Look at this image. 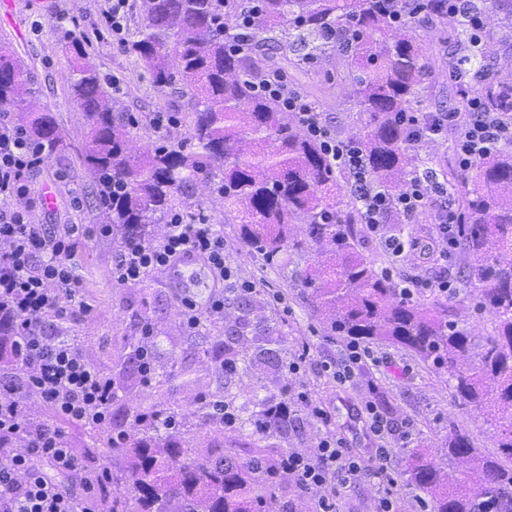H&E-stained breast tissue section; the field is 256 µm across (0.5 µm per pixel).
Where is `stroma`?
<instances>
[{
	"instance_id": "obj_1",
	"label": "stroma",
	"mask_w": 512,
	"mask_h": 512,
	"mask_svg": "<svg viewBox=\"0 0 512 512\" xmlns=\"http://www.w3.org/2000/svg\"><path fill=\"white\" fill-rule=\"evenodd\" d=\"M104 0H10L0 6V38L7 39L17 56L31 69L38 90L37 100L55 119L67 144L65 152L45 158L31 175L36 191L52 188L54 198L32 215L37 224H86L96 227L98 210L93 198L94 185L87 171L76 159L74 149L80 146L88 129L70 100L63 75L69 60L59 41L60 27L78 28L91 34L89 58L101 75H118L120 90L113 96L124 111L137 119L131 147L142 153L160 138L187 145V123L181 122L158 131L152 122L160 112L178 114L181 102L174 90H158L142 63L114 46L105 34L102 12ZM325 62L311 66L307 75H299L295 88L302 95L317 94L323 120L341 140H355L359 125L357 107L346 83L327 81ZM190 203L195 211L207 215L210 223L220 225L224 233V258L235 274L255 285L251 293L248 315L253 332L241 340L239 347L258 361L245 373L228 374L208 360L202 351L197 331L187 329L182 318L180 290H187L199 309H207L216 291L206 268L194 264L183 269L181 276L157 271L138 283L117 285L112 281V256L116 249L111 238L94 236L84 243L75 265L81 281V298L88 310L73 316L69 326L81 337L80 344L90 362L106 376L115 379L119 398L112 405L114 420H122L126 412L148 406L159 400L172 402L180 417L191 422L189 434L197 454L212 457L221 440L209 434L207 424L195 416L197 402L203 394L224 387L225 391L245 400L251 391L264 387L268 394L282 396L287 387L305 392L319 402L331 416V427L349 448L366 454L373 440L361 422L350 419L351 408L359 406L366 380L376 381L381 388L380 410L395 433L413 429L412 440L396 448L393 460L395 483L391 488L401 512H422L427 496L408 485L404 475L407 459L418 451L433 452L443 447L449 426L466 430L476 447L496 453L498 436L483 412L464 406L456 397L448 376L414 353L385 343L372 344L381 358L379 367L364 370L360 383L347 388L324 374V360L336 357L346 345L342 336L331 335L320 316L312 313L296 280L266 267L261 257L245 247L237 233L236 221L224 214L208 186L190 187ZM361 251L375 261L377 269L393 267L394 277L417 275L427 280L418 289L416 299L444 306L450 320L459 322L478 336L492 335L490 318L480 317L476 310L477 290L465 274L467 257L463 247H456L447 259L413 250L399 262H392L380 239L364 234ZM447 278L448 292L433 288V281ZM282 293L291 307L282 314L270 304L272 294ZM150 322L155 330L156 367L171 372L166 385L155 387L140 375L120 376L116 358L123 352L124 336L136 333L142 322ZM282 336L276 356H258L267 330ZM309 344L310 356L299 374H289L286 365L301 344ZM323 434L304 403L291 407L288 430L277 438L279 447L308 453Z\"/></svg>"
}]
</instances>
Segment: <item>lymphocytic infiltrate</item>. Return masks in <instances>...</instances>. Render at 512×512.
Instances as JSON below:
<instances>
[{
	"mask_svg": "<svg viewBox=\"0 0 512 512\" xmlns=\"http://www.w3.org/2000/svg\"><path fill=\"white\" fill-rule=\"evenodd\" d=\"M258 89L292 112L301 128L317 140L334 166L347 172L359 205L361 219L381 238L393 257H401L405 245L387 233L384 218L395 213L415 217L432 203H439V224L434 238L440 256L455 246L457 217L444 206L447 184L435 175L413 180L402 194L393 196L370 177L364 155L354 142L343 141L325 124L318 107L278 76H263ZM469 116L457 112H413L405 118L414 142L451 139L460 168L471 169L478 159L498 145L512 143V114L484 112L471 101ZM44 161L26 130L10 113H0V305L16 317L14 357L22 373L0 381V512H110V500L100 489L110 483L108 471L88 466L73 453L65 435L52 423L27 417L23 402L35 394L65 419L111 420L115 386L92 365L82 347L64 332L47 333L44 320H66L79 308L80 281L72 259L82 240L93 233L111 235L108 225L91 229L82 224H35L30 210L40 202L29 175ZM202 262L217 291L207 311L184 300V321L197 329L204 313L224 310V288L240 293L252 283L238 282L224 260V237L205 215L193 223L182 217L169 219L166 233L152 241L127 239L112 259V281L136 283L156 271L178 265L184 258ZM377 358L366 347L352 343L324 371L337 383L353 382L366 365ZM377 384H369L362 400L365 424L375 444L368 456L346 448L342 439L324 436L310 453L290 452L281 457L277 478L293 481L301 490L315 493L316 512H337V496L366 477L388 482L397 441L378 410ZM50 471H43L41 462Z\"/></svg>",
	"mask_w": 512,
	"mask_h": 512,
	"instance_id": "1",
	"label": "lymphocytic infiltrate"
}]
</instances>
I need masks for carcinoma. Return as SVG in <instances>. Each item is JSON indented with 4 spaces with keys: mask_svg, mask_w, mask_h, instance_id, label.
I'll return each mask as SVG.
<instances>
[{
    "mask_svg": "<svg viewBox=\"0 0 512 512\" xmlns=\"http://www.w3.org/2000/svg\"><path fill=\"white\" fill-rule=\"evenodd\" d=\"M388 0H261V18L249 35L251 50L228 51L244 25L238 0H143L144 18L126 52L144 64L159 89L179 87L191 113L188 139L194 150L148 147L132 154L135 126L116 108L102 76L88 60L83 35L61 29L70 52L64 75L68 92L89 135L77 157L97 185L99 219L115 235L149 241L154 226L187 207L191 184L204 180L224 202V214H241V242L266 265L288 270V256L320 257L299 276L313 310L328 329L353 341L385 342L414 352L444 370L466 405L494 423L500 453L485 454L459 427L448 432V461L461 460L478 472L476 486L441 467L432 454L409 457L408 482L425 490L430 512H512V143L476 162L478 178L468 187L459 174L442 173L458 194L461 238L469 278L478 290L477 310L489 315L495 332L482 340L448 320L435 306L401 294L361 252L359 207L341 194L349 175L334 167L318 142L299 131L292 114L255 90L257 76L270 71L308 74V66L345 42L342 72L353 87L359 116L358 145L369 175L389 192L410 185L420 159L413 153L399 115L429 108L437 60L418 33L453 30L456 50L448 72H467L452 110L469 112L480 99L487 112H512V79L488 61L487 43L512 40V0H466L455 10L448 0H419L401 22L391 19ZM35 79L10 43L0 40V107L20 113L34 143L46 155L64 148L52 117L35 104ZM15 317L0 312V368L9 371L6 348ZM242 330L199 326L210 344L205 353L230 370H245L247 355L235 350ZM122 369L139 360L141 340L127 336ZM273 399L255 393L237 404L224 391L200 399L197 412L213 433L224 435L221 409L234 408L237 437L230 447L251 448L245 462L222 456L202 461L183 427L170 429L172 405L161 401L127 415L129 439L86 418L69 421L73 438L91 457L102 449L124 457L112 471L111 512H270L276 485L266 472L281 426L255 428Z\"/></svg>",
    "mask_w": 512,
    "mask_h": 512,
    "instance_id": "cac0c4a2",
    "label": "carcinoma"
}]
</instances>
